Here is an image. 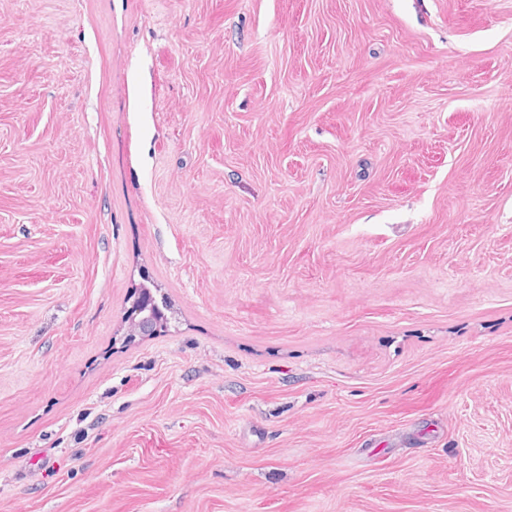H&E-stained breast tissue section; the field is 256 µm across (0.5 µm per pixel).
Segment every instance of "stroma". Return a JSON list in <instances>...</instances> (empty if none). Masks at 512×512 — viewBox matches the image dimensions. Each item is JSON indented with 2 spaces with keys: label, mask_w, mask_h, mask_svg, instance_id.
Listing matches in <instances>:
<instances>
[{
  "label": "stroma",
  "mask_w": 512,
  "mask_h": 512,
  "mask_svg": "<svg viewBox=\"0 0 512 512\" xmlns=\"http://www.w3.org/2000/svg\"><path fill=\"white\" fill-rule=\"evenodd\" d=\"M0 512H512V0H0Z\"/></svg>",
  "instance_id": "35a3bbf8"
}]
</instances>
